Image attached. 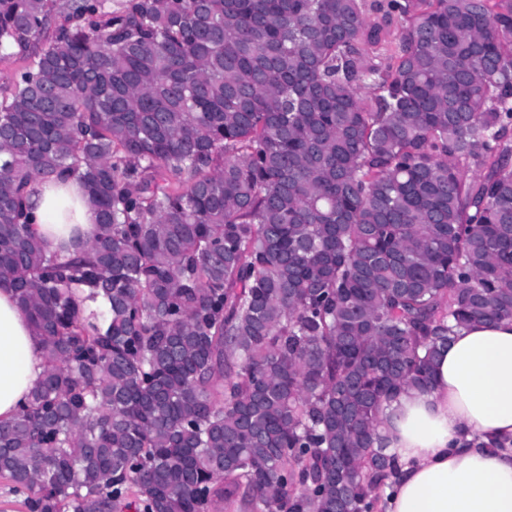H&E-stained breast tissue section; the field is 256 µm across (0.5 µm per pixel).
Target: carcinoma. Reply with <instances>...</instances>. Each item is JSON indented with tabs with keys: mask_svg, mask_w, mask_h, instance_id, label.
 I'll return each mask as SVG.
<instances>
[{
	"mask_svg": "<svg viewBox=\"0 0 512 512\" xmlns=\"http://www.w3.org/2000/svg\"><path fill=\"white\" fill-rule=\"evenodd\" d=\"M16 56L0 283L45 370L0 478L29 512H372L383 402L512 319V0H0ZM64 171L99 223L61 258L25 193Z\"/></svg>",
	"mask_w": 512,
	"mask_h": 512,
	"instance_id": "1",
	"label": "carcinoma"
}]
</instances>
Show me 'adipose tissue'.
<instances>
[{
	"mask_svg": "<svg viewBox=\"0 0 512 512\" xmlns=\"http://www.w3.org/2000/svg\"><path fill=\"white\" fill-rule=\"evenodd\" d=\"M49 251L92 240L97 215L80 180L62 174L28 196ZM45 369L43 347L8 284L0 285V421L12 419ZM399 469L383 512H512V320L457 330L429 387L401 391L385 411Z\"/></svg>",
	"mask_w": 512,
	"mask_h": 512,
	"instance_id": "adipose-tissue-1",
	"label": "adipose tissue"
}]
</instances>
